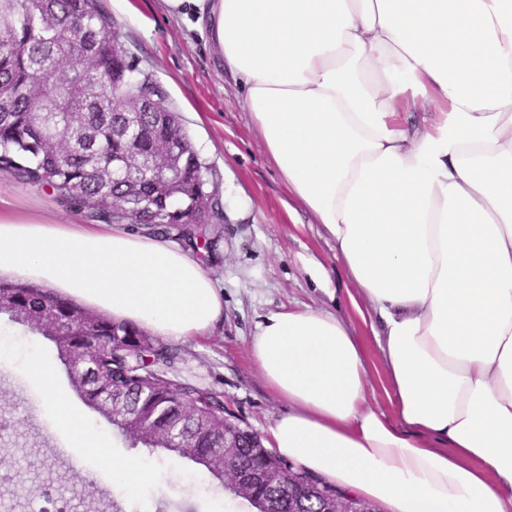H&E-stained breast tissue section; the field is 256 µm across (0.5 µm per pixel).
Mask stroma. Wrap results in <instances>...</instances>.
<instances>
[{
    "mask_svg": "<svg viewBox=\"0 0 512 512\" xmlns=\"http://www.w3.org/2000/svg\"><path fill=\"white\" fill-rule=\"evenodd\" d=\"M128 51V59L164 87L167 106L180 116L193 148L208 168V189L224 202V221L207 225L210 240L203 259L224 292V317L203 336L177 341L179 363L173 379L210 388L224 397L226 415L260 434L288 403L267 385L250 356L257 327L273 313L314 309L340 315L364 345L372 404L392 406L384 393L382 353L356 313V288L322 225L289 193L245 106L239 78L224 70L193 17L168 12L163 0H99ZM0 199L20 213L56 224L83 223V215L59 205L47 192L0 173ZM0 347L10 362L0 368V504L8 512H46L41 490L70 502L72 512H98L111 495L124 512H245L244 501L225 493L221 482L200 465L174 459L163 450L131 448L105 418L75 392L66 369L57 383L69 403L93 429L112 436L115 455L149 460L151 480L128 494L103 486L95 463L83 459L74 470L50 451L47 415L32 414L39 388L25 376L29 359L56 362L54 342L0 315Z\"/></svg>",
    "mask_w": 512,
    "mask_h": 512,
    "instance_id": "1",
    "label": "stroma"
}]
</instances>
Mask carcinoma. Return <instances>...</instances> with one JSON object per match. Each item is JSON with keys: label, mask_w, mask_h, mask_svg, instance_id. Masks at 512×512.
<instances>
[{"label": "carcinoma", "mask_w": 512, "mask_h": 512, "mask_svg": "<svg viewBox=\"0 0 512 512\" xmlns=\"http://www.w3.org/2000/svg\"><path fill=\"white\" fill-rule=\"evenodd\" d=\"M0 32V173L104 224H136L158 215L163 223L154 233L165 237L170 224L224 223L223 202L207 191L203 163L177 113L164 105L163 87L112 52V17L98 0H0ZM141 101L150 107L134 111ZM131 111L144 132L136 141L124 135ZM170 145L179 159L171 186L137 167L112 177L117 163L152 157ZM133 193L140 197L137 213L114 206ZM0 300V314L18 324L52 301L59 320L70 325L68 350L79 354L93 340L99 347L87 380L76 387L79 396L96 407L114 388L137 394L133 401L152 422L150 431L178 427L185 447L172 452L209 467L205 457L224 397L166 377L180 360L178 349L38 284L0 278ZM237 456L251 470L288 467L274 452L239 448ZM246 502L252 512H288L274 484L261 486Z\"/></svg>", "instance_id": "1"}]
</instances>
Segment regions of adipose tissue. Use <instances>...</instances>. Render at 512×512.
Masks as SVG:
<instances>
[{"label": "adipose tissue", "mask_w": 512, "mask_h": 512, "mask_svg": "<svg viewBox=\"0 0 512 512\" xmlns=\"http://www.w3.org/2000/svg\"><path fill=\"white\" fill-rule=\"evenodd\" d=\"M164 2L206 28L379 318L389 416L344 320L292 309L259 325L251 358L290 405L265 447L392 512H512V0ZM0 277L175 341L224 313L202 260L118 224L0 208ZM25 373L99 482L149 480L58 392L53 365Z\"/></svg>", "instance_id": "1"}]
</instances>
